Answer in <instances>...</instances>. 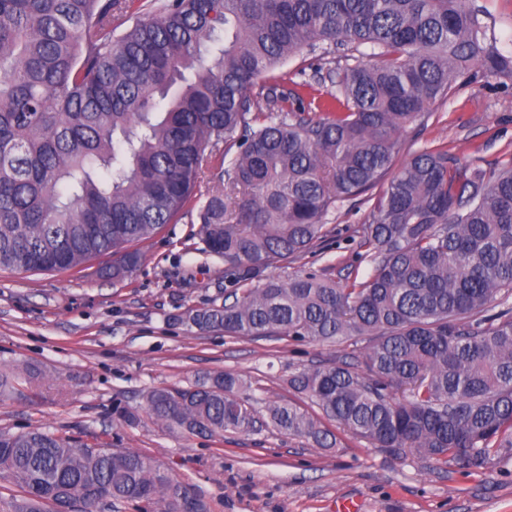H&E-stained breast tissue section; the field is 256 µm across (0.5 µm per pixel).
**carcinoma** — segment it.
I'll use <instances>...</instances> for the list:
<instances>
[{"mask_svg":"<svg viewBox=\"0 0 512 512\" xmlns=\"http://www.w3.org/2000/svg\"><path fill=\"white\" fill-rule=\"evenodd\" d=\"M126 0H0V268L60 272L152 237L201 197L205 252L224 260V304L178 322L240 338L341 344L368 337L366 373L338 358L288 386L392 455L482 469L512 448V163L493 172L446 150L393 170L399 133L478 63L512 75L474 0H155L120 35ZM318 43L368 45L304 101L288 59ZM265 103L266 123L248 115ZM298 108H293L294 104ZM224 186L202 190L212 162ZM342 281L267 270L327 236L324 216L375 188ZM158 423L212 436L254 430L234 372L147 392ZM272 425L321 448L335 435L269 403ZM10 512H98L134 501L172 512L187 492L137 451L0 432Z\"/></svg>","mask_w":512,"mask_h":512,"instance_id":"1","label":"carcinoma"}]
</instances>
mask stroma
Wrapping results in <instances>:
<instances>
[{"mask_svg": "<svg viewBox=\"0 0 512 512\" xmlns=\"http://www.w3.org/2000/svg\"><path fill=\"white\" fill-rule=\"evenodd\" d=\"M488 36L512 51V0H476ZM304 81L335 87L337 51L317 47L292 56ZM445 148L486 171L512 163V77L473 71L434 103L425 120L399 137L397 162L421 150ZM369 207L337 203L324 218L322 249L271 268L287 276L305 266L342 280L355 259L354 226ZM196 210L136 242L138 271L122 281L98 275L105 254L61 273L0 269V372L10 386L0 394V431L39 429L90 448L134 450L163 464L173 478L202 496L209 512H512V450L486 468L460 471L409 453L394 456L336 429L335 447L257 426L250 433L212 437L165 428L145 408L154 388H178L204 373L246 377L259 405L276 401L309 409L287 383L295 370L360 354L285 338H235L175 325L171 316L224 301V262L204 253ZM136 415L123 421L121 411Z\"/></svg>", "mask_w": 512, "mask_h": 512, "instance_id": "obj_1", "label": "stroma"}]
</instances>
